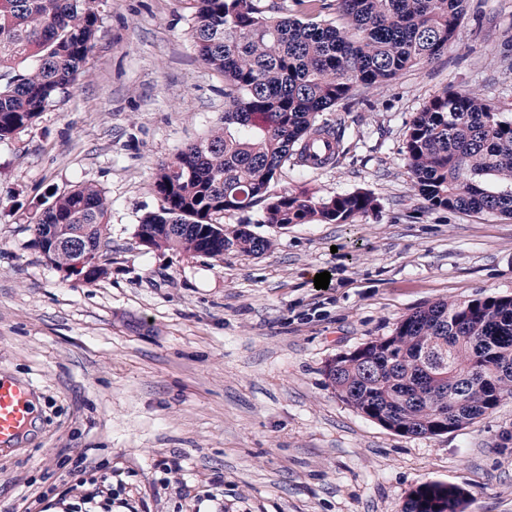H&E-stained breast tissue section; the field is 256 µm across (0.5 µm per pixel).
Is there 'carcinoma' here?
Here are the masks:
<instances>
[{
    "label": "carcinoma",
    "instance_id": "carcinoma-1",
    "mask_svg": "<svg viewBox=\"0 0 512 512\" xmlns=\"http://www.w3.org/2000/svg\"><path fill=\"white\" fill-rule=\"evenodd\" d=\"M466 0H336L343 23L265 14L258 0H195L190 37L200 61L224 75L223 125L161 164V201L137 230L155 250L192 256L262 254L273 240L245 226L216 237L224 212L265 202L262 223L353 224L377 208L369 192L271 196L277 171L322 130L319 114L359 88L396 79L457 42ZM100 0H0V141L32 126L80 80L101 21ZM413 185L432 209L512 215V120L466 90L432 97L406 140ZM111 202L82 182L55 196L33 235L61 238L44 254L61 271L69 242L106 245ZM336 394L389 429L437 436L491 414L512 396V298L434 302L326 367ZM458 486L427 481L403 512H464Z\"/></svg>",
    "mask_w": 512,
    "mask_h": 512
}]
</instances>
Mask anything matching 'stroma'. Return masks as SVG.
<instances>
[{
    "instance_id": "1",
    "label": "stroma",
    "mask_w": 512,
    "mask_h": 512,
    "mask_svg": "<svg viewBox=\"0 0 512 512\" xmlns=\"http://www.w3.org/2000/svg\"><path fill=\"white\" fill-rule=\"evenodd\" d=\"M85 74L37 122L0 141V374L32 384L37 414L0 447V506L29 512L98 492L112 512H402L420 483L461 487L465 512H512V398L438 436H402L337 396L333 358L445 299L512 297V217L430 209L405 144L416 112L469 90L512 119V0H467L456 46L322 112L341 127L332 165L288 162L269 191L372 192L352 224L261 223L272 250L210 258L148 250L159 164L220 125L224 78L197 57L190 0H102ZM80 181L112 203L104 277L63 281L30 228ZM329 272L319 289L316 274ZM178 464V473L167 467Z\"/></svg>"
}]
</instances>
